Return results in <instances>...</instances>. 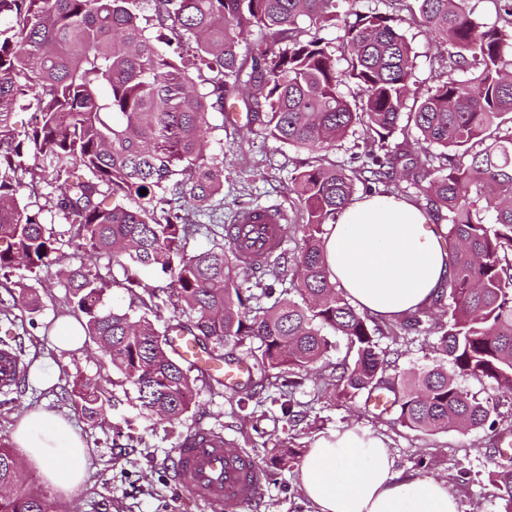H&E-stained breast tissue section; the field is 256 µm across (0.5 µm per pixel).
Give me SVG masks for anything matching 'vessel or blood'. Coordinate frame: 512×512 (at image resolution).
<instances>
[{
    "label": "vessel or blood",
    "instance_id": "obj_1",
    "mask_svg": "<svg viewBox=\"0 0 512 512\" xmlns=\"http://www.w3.org/2000/svg\"><path fill=\"white\" fill-rule=\"evenodd\" d=\"M282 214L271 207L246 209L236 243L240 255L260 259L282 244ZM173 462L180 490L202 501L215 502L224 512H246L260 497L267 470L248 453L229 448L223 436L205 429L183 439Z\"/></svg>",
    "mask_w": 512,
    "mask_h": 512
}]
</instances>
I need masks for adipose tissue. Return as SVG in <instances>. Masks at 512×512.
Masks as SVG:
<instances>
[{
  "label": "adipose tissue",
  "instance_id": "obj_1",
  "mask_svg": "<svg viewBox=\"0 0 512 512\" xmlns=\"http://www.w3.org/2000/svg\"><path fill=\"white\" fill-rule=\"evenodd\" d=\"M331 279L359 309L394 318L430 304L448 277V252L417 206L386 196L353 201L325 238ZM13 441L57 491H73L89 456L81 436L54 414L32 410ZM315 512H460L444 482L402 478L385 441L351 428L317 439L300 467Z\"/></svg>",
  "mask_w": 512,
  "mask_h": 512
}]
</instances>
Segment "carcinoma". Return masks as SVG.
<instances>
[{"label": "carcinoma", "instance_id": "carcinoma-1", "mask_svg": "<svg viewBox=\"0 0 512 512\" xmlns=\"http://www.w3.org/2000/svg\"><path fill=\"white\" fill-rule=\"evenodd\" d=\"M342 0H0V271L34 273L61 264L58 231L24 202L19 189L47 179L59 193L52 208L65 234L122 278L84 262L70 263L66 287L74 311L99 351L137 392L141 406L174 422L212 375L183 367L169 345L180 331L203 352L258 343L261 379H282L283 408L334 347L325 330L347 340L352 358L333 364L337 395L351 400L383 393L397 420L428 434L477 429L494 407L462 387L459 376L491 380L512 399V0H492L506 26L488 27L470 0H416L421 22L441 48V72L422 96L413 90L414 55L397 18L372 11L343 20L339 47L319 37L336 25ZM308 26H302L303 22ZM165 30L167 53L151 30ZM267 40L240 52L243 35ZM348 66L337 69L336 49ZM470 74L463 79L459 74ZM362 91L351 103L337 87ZM244 102L274 140L312 153L328 152L356 124L370 144L353 167L317 158L293 178L302 243L293 258L247 261L232 235L201 252L187 245L199 233L196 215L224 185V165L207 156L213 112ZM33 113L24 131L16 109ZM419 131L420 151L389 139L402 113ZM470 156L467 164L457 154ZM417 185L414 204L448 248V280L432 305L448 303V321L423 326L426 308L401 316L400 328L437 338L443 362L404 387L387 377L390 352L375 317L359 312L331 281L324 259L327 227L354 200L395 181L399 170ZM178 177L176 199L155 189ZM146 189L147 194L140 193ZM138 199L130 208L125 201ZM491 211V223L479 217ZM264 269L268 280L239 283ZM169 279L185 319L160 331L145 316L108 306L122 288L146 305L153 295L140 274ZM289 283L290 288L276 289ZM296 294L293 299L290 294ZM70 401L85 417L106 412L100 381L74 382ZM512 512V465L489 472ZM12 448L0 442V512H58L46 494L23 487Z\"/></svg>", "mask_w": 512, "mask_h": 512}]
</instances>
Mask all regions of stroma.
<instances>
[{"mask_svg":"<svg viewBox=\"0 0 512 512\" xmlns=\"http://www.w3.org/2000/svg\"><path fill=\"white\" fill-rule=\"evenodd\" d=\"M358 7L400 15L399 26L415 53L414 88L425 93L435 84L437 71L436 46L428 29L408 15L400 0H360ZM210 124L207 155L224 166V186L211 201L213 209L230 222L244 209L270 206L284 213L286 223H295L298 200L292 179L309 151L272 139L257 121L226 125L215 113ZM18 281L38 295L40 307L33 313L11 308L13 324L0 322V334L12 347L22 348L24 360L41 365L54 382L40 387L32 379L20 380L14 401L0 404V438L10 439L18 418L32 407L67 418L80 431L90 450L87 474L70 496L58 497L61 512H215V504L182 496L172 463L179 441L199 427L223 435L232 448L247 449L257 462L272 466L273 473L249 512H313L301 489L299 462L272 465L271 450L292 448L303 454L323 434L349 428L384 437L403 475L443 481L461 512H504L505 502L488 474L504 456L512 457V447L499 452L489 429L433 435L412 431L393 415L378 414L365 405L363 396L337 400L332 389L316 384L311 375L293 396L301 417L283 415L272 386L244 404L235 392L214 394L204 389L190 411L171 425L141 412L127 397L121 374L93 342L77 351L53 343V328L72 316L74 306L57 268L36 273L20 269L0 276V299H9V290ZM378 343L398 351L397 370L406 378L439 359L432 335L384 334ZM77 377L110 379L106 397L112 406L105 419L90 421L65 399V388ZM118 427L123 430L119 438L114 435Z\"/></svg>","mask_w":512,"mask_h":512,"instance_id":"1","label":"stroma"}]
</instances>
